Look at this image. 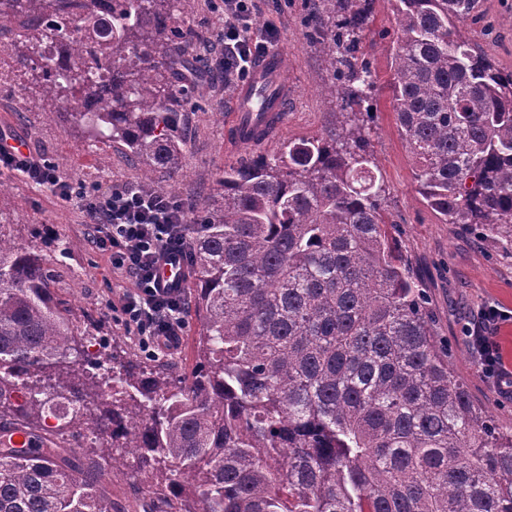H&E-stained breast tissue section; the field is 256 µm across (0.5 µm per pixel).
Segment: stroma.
<instances>
[{
	"label": "stroma",
	"mask_w": 512,
	"mask_h": 512,
	"mask_svg": "<svg viewBox=\"0 0 512 512\" xmlns=\"http://www.w3.org/2000/svg\"><path fill=\"white\" fill-rule=\"evenodd\" d=\"M312 0H256L253 32L262 34L267 24L276 27L272 50L283 51L292 92L288 120L261 148L248 145L229 151L224 147L228 112L236 83L226 81L218 58L223 49L224 15L211 0H195L189 25L205 43L200 60L207 71V87L198 110L187 119L182 170L160 177L162 192L182 203L213 195L226 165L262 154L278 156L284 143L323 136L336 124L334 103L322 92L326 73L318 49L306 38L303 25ZM397 20L390 0H377L374 21L363 46L369 62L368 82L376 89L377 110L360 115L359 123L378 167L381 202L390 214V232L409 272L428 299V309L441 347L448 350V367L465 386L475 406L503 428H512V394L487 383L472 357L464 335L465 325L485 303L512 313V246L481 227L446 223L417 192L415 169L399 134L390 106V45ZM465 37L477 43L503 71L512 70V0H478L475 16L461 26ZM12 35L0 32V132L18 137L35 159H52L74 188L132 186L142 181L139 168L117 151L99 157L64 123L49 112L37 85L35 72L21 66L10 51ZM0 220L9 224L13 238L30 251L46 255L55 296L67 301L76 325L94 327L99 341L117 361L158 360L170 376L188 377L195 367V339L199 321L194 306H187L185 328L176 348H143L119 321L111 307L129 288V278L114 273L111 264L92 247L86 222L74 203L52 191L30 184L11 171H0ZM70 243L66 256L55 255L50 241ZM112 448L118 465L108 473L113 512H148L147 475L138 457L113 448L112 439L96 435L93 446L79 448V456H95Z\"/></svg>",
	"instance_id": "stroma-1"
}]
</instances>
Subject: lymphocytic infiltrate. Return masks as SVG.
<instances>
[{
	"mask_svg": "<svg viewBox=\"0 0 512 512\" xmlns=\"http://www.w3.org/2000/svg\"><path fill=\"white\" fill-rule=\"evenodd\" d=\"M254 2L214 0L215 8L224 12V70L240 81L269 49L267 41L250 34ZM2 168L16 171L31 184L52 188L61 199L77 200L96 250L132 281V291L119 298L124 328L146 347L177 341L185 325L186 291L163 287L157 275L163 259H184L189 253L186 215L177 198L127 186L73 191L51 163L32 159L21 145L11 144L9 135L0 132ZM505 318L504 311L491 306L465 328L482 374L498 386L511 380L495 340V331Z\"/></svg>",
	"mask_w": 512,
	"mask_h": 512,
	"instance_id": "obj_1",
	"label": "lymphocytic infiltrate"
}]
</instances>
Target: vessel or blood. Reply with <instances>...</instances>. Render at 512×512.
Returning <instances> with one entry per match:
<instances>
[{
    "instance_id": "obj_1",
    "label": "vessel or blood",
    "mask_w": 512,
    "mask_h": 512,
    "mask_svg": "<svg viewBox=\"0 0 512 512\" xmlns=\"http://www.w3.org/2000/svg\"><path fill=\"white\" fill-rule=\"evenodd\" d=\"M288 94L284 55L279 51L271 53L235 92L232 109L226 116L230 132L227 148L266 143L285 120Z\"/></svg>"
}]
</instances>
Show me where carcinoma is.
Segmentation results:
<instances>
[{"mask_svg": "<svg viewBox=\"0 0 512 512\" xmlns=\"http://www.w3.org/2000/svg\"><path fill=\"white\" fill-rule=\"evenodd\" d=\"M375 2L315 0L306 19L341 131L225 167L188 218L200 323L188 380L128 361L107 393L102 361L71 359L89 329L52 294L44 256L0 223V401L22 387L12 422L62 421L44 432L50 448H0V512H112L106 457L58 447L85 419L138 455L155 512H512V430L448 369L351 123L373 100L362 36ZM391 2V105L418 193L447 223L512 243V71L460 35L477 0ZM193 7L0 0V21L54 113L151 187L182 169L201 93ZM60 367L73 379L53 380Z\"/></svg>", "mask_w": 512, "mask_h": 512, "instance_id": "1", "label": "carcinoma"}]
</instances>
